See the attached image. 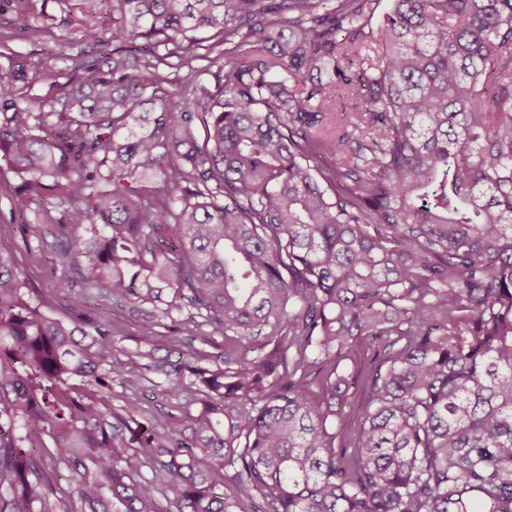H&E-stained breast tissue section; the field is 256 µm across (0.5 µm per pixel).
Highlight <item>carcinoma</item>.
<instances>
[{
	"mask_svg": "<svg viewBox=\"0 0 512 512\" xmlns=\"http://www.w3.org/2000/svg\"><path fill=\"white\" fill-rule=\"evenodd\" d=\"M110 2L38 113L14 83L49 58L12 44L46 28L0 11V156L144 340L109 360L118 324L48 315L0 253V512H512V0ZM149 372L190 433L112 408ZM175 335L182 341L184 349H188L189 347L193 346L195 348L204 349L214 354H218L224 351V337L215 336V343L218 346L206 345L202 341V336L193 325L182 326Z\"/></svg>",
	"mask_w": 512,
	"mask_h": 512,
	"instance_id": "1",
	"label": "carcinoma"
}]
</instances>
